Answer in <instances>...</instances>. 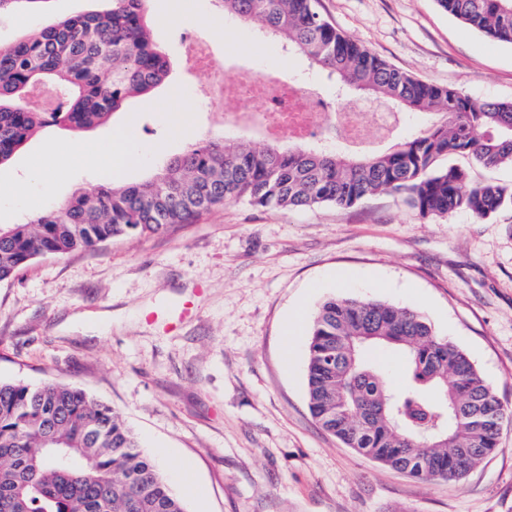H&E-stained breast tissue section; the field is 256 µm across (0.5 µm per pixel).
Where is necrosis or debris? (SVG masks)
<instances>
[{
	"mask_svg": "<svg viewBox=\"0 0 512 512\" xmlns=\"http://www.w3.org/2000/svg\"><path fill=\"white\" fill-rule=\"evenodd\" d=\"M214 72L206 97L221 130L259 126L272 140L298 142L336 131L345 144L363 146L387 137L399 122L398 113L381 110L360 118L308 83L274 80L258 70Z\"/></svg>",
	"mask_w": 512,
	"mask_h": 512,
	"instance_id": "1",
	"label": "necrosis or debris"
}]
</instances>
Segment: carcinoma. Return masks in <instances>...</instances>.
Here are the masks:
<instances>
[{"label": "carcinoma", "instance_id": "1", "mask_svg": "<svg viewBox=\"0 0 512 512\" xmlns=\"http://www.w3.org/2000/svg\"><path fill=\"white\" fill-rule=\"evenodd\" d=\"M46 0H0V13H37ZM103 12L55 19L0 44V165L38 129L91 128L129 98L158 88L170 63L149 27L148 0H109ZM228 14L305 56L345 90L363 91L430 123L386 151L339 154L320 143L262 149L223 135L203 139L131 184L101 183L0 227V283L32 260L63 257L125 238L193 224L240 201L254 206L352 207L401 194L424 217L464 210L489 218L512 208V184H467L439 165L465 155L487 169L512 166V102H479L462 90L400 71L327 21L316 0H218ZM484 35L512 43V0H437ZM39 85L63 93L62 112L26 103ZM367 346L398 355L405 380L390 387ZM309 409L357 454L415 478L460 479L499 449L506 410L470 357L422 313L330 296L308 337ZM0 512H187L123 417L67 383L0 381Z\"/></svg>", "mask_w": 512, "mask_h": 512}]
</instances>
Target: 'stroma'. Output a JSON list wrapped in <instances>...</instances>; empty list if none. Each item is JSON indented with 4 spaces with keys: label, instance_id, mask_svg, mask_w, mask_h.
Returning <instances> with one entry per match:
<instances>
[{
    "label": "stroma",
    "instance_id": "35a3bbf8",
    "mask_svg": "<svg viewBox=\"0 0 512 512\" xmlns=\"http://www.w3.org/2000/svg\"><path fill=\"white\" fill-rule=\"evenodd\" d=\"M319 8L417 79L512 101V43L436 0ZM148 9L171 61L165 83L97 127L34 134L0 166V225L99 184L84 152L118 129L130 127L134 157L110 168L116 185L158 173L210 135V109L193 94L207 76L187 72L179 27L209 38L225 72L250 65L338 91L215 0H149ZM173 109L186 115L182 131L165 120ZM333 295L419 311L466 351L507 411L499 451L460 480H418L323 430L306 395L308 320ZM184 300L196 312L176 333L147 323ZM0 381L69 383L120 411L168 483L194 480L188 512H512V209L424 218L385 193L350 208L237 202L160 235L37 258L0 284Z\"/></svg>",
    "mask_w": 512,
    "mask_h": 512
}]
</instances>
